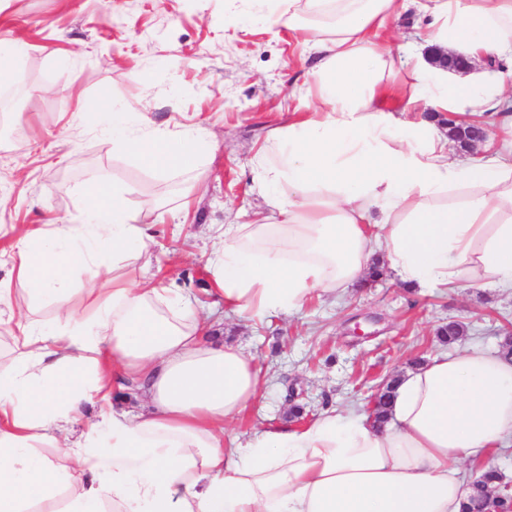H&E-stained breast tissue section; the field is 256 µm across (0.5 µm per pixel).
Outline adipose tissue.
<instances>
[{"instance_id":"1","label":"adipose tissue","mask_w":512,"mask_h":512,"mask_svg":"<svg viewBox=\"0 0 512 512\" xmlns=\"http://www.w3.org/2000/svg\"><path fill=\"white\" fill-rule=\"evenodd\" d=\"M414 0H251L317 57V102L256 152L266 208L219 228L206 266L226 308L261 320L342 295L385 257L424 290L512 288V93L501 80L417 63L396 116L382 84L396 64L375 33ZM426 41L512 67V0H426ZM501 114L494 155L461 159L420 105ZM97 130L157 172L193 170L201 129L170 133L115 112ZM83 218L13 229L0 278V512H462L470 461L512 444V358L473 346L401 376L389 419L326 408L303 425L225 446L227 422L263 386L254 358L211 338L194 300L132 266L157 260L146 214L124 185L79 188ZM30 298L16 307V286ZM52 306L44 322L36 310ZM152 410L116 409L123 392ZM95 409L86 420V409ZM86 428L79 435L70 429Z\"/></svg>"}]
</instances>
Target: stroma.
Masks as SVG:
<instances>
[{"label": "stroma", "mask_w": 512, "mask_h": 512, "mask_svg": "<svg viewBox=\"0 0 512 512\" xmlns=\"http://www.w3.org/2000/svg\"><path fill=\"white\" fill-rule=\"evenodd\" d=\"M427 19L390 21L384 38L403 65L385 75L396 96L428 57ZM25 55L5 75L25 89L0 126V225L76 224L79 187L104 178L131 187L128 207L151 214L154 250L177 287L199 297L209 325L241 344L261 368L263 391L228 427L247 438L311 418L327 405L369 403L383 383L443 351L437 331L460 323L462 345L500 349L512 330V295L488 287H404L393 272L335 298L255 321L226 312L211 295L203 255L219 225L244 223L265 201L254 188L253 148L286 123L307 95L314 62L300 33L274 28L249 0H0V41ZM156 128L206 129L192 172L158 174L114 150L94 130L101 93Z\"/></svg>", "instance_id": "obj_1"}]
</instances>
